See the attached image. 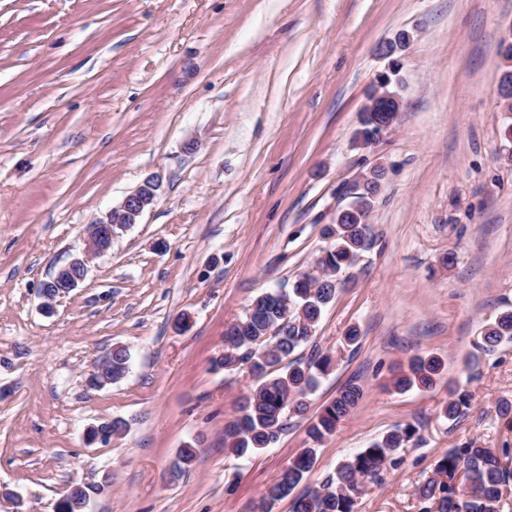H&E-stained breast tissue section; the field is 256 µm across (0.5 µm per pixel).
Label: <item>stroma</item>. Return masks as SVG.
<instances>
[{"instance_id":"35a3bbf8","label":"stroma","mask_w":512,"mask_h":512,"mask_svg":"<svg viewBox=\"0 0 512 512\" xmlns=\"http://www.w3.org/2000/svg\"><path fill=\"white\" fill-rule=\"evenodd\" d=\"M511 28L512 0H0V492L31 512H53L74 484L92 512H247L309 446L308 421L256 454L225 449L251 380L214 368L224 331L311 269L346 183L381 163L372 244L299 350L335 358L310 413L352 382L362 397L301 486L410 423L401 465L366 482L355 512H422L419 484L470 442L507 449L499 510L512 512V414L499 411L512 342L464 366L512 309V112L496 62ZM403 30L406 111L375 149L352 148L388 67L377 49ZM153 173V207L44 315L40 284ZM117 345L128 374L88 387ZM422 352L441 356L443 382L396 392L393 374ZM454 383L472 400L450 421ZM113 419L126 430L86 442ZM189 443L195 461L171 476Z\"/></svg>"}]
</instances>
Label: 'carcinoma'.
<instances>
[{"label":"carcinoma","instance_id":"carcinoma-1","mask_svg":"<svg viewBox=\"0 0 512 512\" xmlns=\"http://www.w3.org/2000/svg\"><path fill=\"white\" fill-rule=\"evenodd\" d=\"M500 87L512 88V37L498 43L496 51ZM382 173L366 170V181L357 190L355 204L336 210L333 223L326 225L328 244L317 265L324 273L297 276L286 291L264 292L249 306L244 317L224 334V354L213 366L226 371L247 369L251 385L242 398L236 416L224 426V447L236 456L256 452L275 444L290 420L307 412L308 395L319 385V376L333 366V357L317 353L306 361L294 357L295 351L311 341L326 307L336 292L350 283L345 272L353 268L370 243V226L364 223L379 193ZM512 341V310L500 313L487 324L474 343L475 352L467 367L479 366L481 357L501 343ZM126 348H112V378L123 377L129 369ZM444 376V363L434 354H416L407 368L394 376L391 386L398 391L430 389ZM362 390L351 383L336 398L313 416L306 434L321 442L335 433L338 423L355 408ZM470 404V396L458 384L448 387V401L441 408L447 420L459 418ZM411 424L398 425L354 456L343 461L335 475L317 489L299 496L293 512H354L355 497L364 482L377 478L384 470L396 467L398 449L415 436ZM494 448L473 443L446 452L435 464L432 475L418 489L420 501L428 504L423 512H496L507 471ZM196 448L187 444L179 449L173 472L188 468ZM316 463L313 448L301 449L288 465L262 490L255 505L258 512H273L275 503L288 496Z\"/></svg>","mask_w":512,"mask_h":512}]
</instances>
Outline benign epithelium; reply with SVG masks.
<instances>
[{"label": "benign epithelium", "instance_id": "benign-epithelium-1", "mask_svg": "<svg viewBox=\"0 0 512 512\" xmlns=\"http://www.w3.org/2000/svg\"><path fill=\"white\" fill-rule=\"evenodd\" d=\"M391 78L387 74L378 77L373 90L367 98L363 111L365 112H391L392 118L383 122L373 121L370 132L360 133L353 137L352 146L364 150L377 146L392 132L393 123L401 119L405 112V104L401 95L390 91ZM161 188L158 176L150 175L128 194L121 204L109 211L102 219L89 225L83 256L73 259L68 264L59 267L55 274L40 286L42 297V310L50 315L54 312L57 300L74 290L84 279L88 271V263L96 256L112 248V241L118 237L129 224L139 223L145 211L150 209ZM112 380V354L108 353L99 358L94 364L88 377L92 387Z\"/></svg>", "mask_w": 512, "mask_h": 512}]
</instances>
